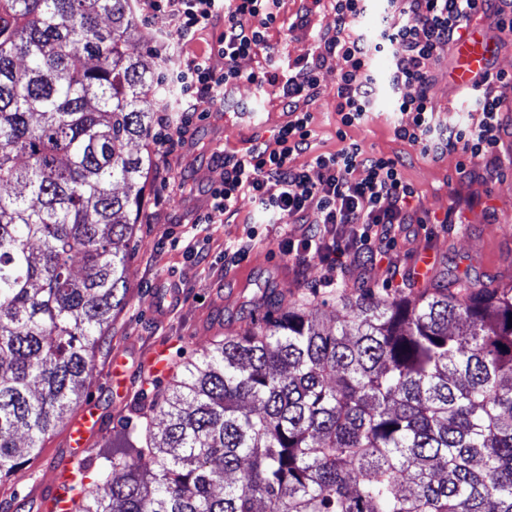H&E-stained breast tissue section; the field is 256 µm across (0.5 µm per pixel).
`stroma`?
I'll return each instance as SVG.
<instances>
[{
	"instance_id": "1",
	"label": "stroma",
	"mask_w": 512,
	"mask_h": 512,
	"mask_svg": "<svg viewBox=\"0 0 512 512\" xmlns=\"http://www.w3.org/2000/svg\"><path fill=\"white\" fill-rule=\"evenodd\" d=\"M303 14L309 17L307 25H297ZM277 24L269 47L241 60L244 77L227 86L223 104L192 115L184 141L148 171L126 255V304L97 344L93 378L81 398L82 405H95L103 420L101 433L83 454L92 468L102 465L118 435L139 425L133 405L151 394L158 378L149 364L153 352L165 351L170 361L197 355L215 337L242 331L262 318L267 299L275 300L279 312L299 299L316 305L321 320L331 325L343 315L340 295L390 299L420 291L413 258L423 251L434 256L433 274L451 270L482 283L512 281V168L486 181L484 155L451 153L435 161L396 141L394 123L408 122L409 117L391 111L393 93L382 82L390 61L383 54L372 61L381 82L371 114L348 134L366 149L403 156L404 176L418 193L420 214L440 217L458 204L466 209L467 223L404 225L389 253L390 271H370L362 261L349 266L333 287L325 284L327 262L298 261L281 253L282 236L300 237L302 227L262 223L250 196L240 198L237 213L224 223H198V216L208 209L209 190L222 173L221 152L272 140L287 119L279 99L268 87L249 81V74L284 71L289 62L315 53L319 32L333 28L334 12L330 0L317 7L311 0H282ZM451 63L447 54L434 66L430 97L440 122L455 125L470 120L477 105L474 95L449 84ZM339 71V61L328 59L321 93L310 105L318 154L340 146L335 111ZM231 244L248 248L247 259L236 266L224 259V249ZM168 288L177 293L178 302L160 320L153 306L160 290ZM118 355L128 360L129 384L121 391L112 386V361ZM66 430L62 424L46 435L38 453L0 482V512H37L39 494L54 478L51 462L67 455Z\"/></svg>"
}]
</instances>
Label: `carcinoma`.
<instances>
[{
  "label": "carcinoma",
  "instance_id": "carcinoma-1",
  "mask_svg": "<svg viewBox=\"0 0 512 512\" xmlns=\"http://www.w3.org/2000/svg\"><path fill=\"white\" fill-rule=\"evenodd\" d=\"M139 35L132 0H0V479L126 302L141 90L173 93ZM342 301L334 326L296 303L179 362L66 512H512V283Z\"/></svg>",
  "mask_w": 512,
  "mask_h": 512
}]
</instances>
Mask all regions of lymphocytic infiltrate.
Wrapping results in <instances>:
<instances>
[{
    "label": "lymphocytic infiltrate",
    "instance_id": "f902f5d3",
    "mask_svg": "<svg viewBox=\"0 0 512 512\" xmlns=\"http://www.w3.org/2000/svg\"><path fill=\"white\" fill-rule=\"evenodd\" d=\"M279 2L137 0L144 18L155 24V53L180 87L179 113L165 118L166 132L157 148L183 137L181 114L223 100L225 87L241 79L238 63L265 44L268 29L277 21ZM334 9L335 28L323 34L318 53L295 60L285 73L258 75V82L275 87L288 119L273 143L255 142L245 150L225 153L224 173L212 188L210 209L201 221L217 224L235 215L240 197L247 194L269 223L285 219L310 225L302 238L281 239L285 255L325 260L369 253L384 258L401 226L422 223L423 218L412 205L417 192L404 178L403 156L367 151L346 133L369 117L377 84L371 59L387 54L391 84L417 89L415 95L398 101L399 111L411 114L412 120L394 126L397 140L435 159L451 152L485 154L486 176L494 178L512 165V157L500 149L503 133L512 130V114L503 110L512 94V77L487 73L477 87L479 117L464 125L437 121L429 89L433 66L474 18H486L500 34L512 35V0H387L388 22L368 36L352 33L354 21L366 10L365 0H335ZM215 28L220 31L215 43L188 53L193 41ZM217 55L224 59L220 71L212 64ZM332 56L343 62L336 82L341 124L336 135L341 146L299 165L296 157L309 153L314 137V116L305 105L320 95V74Z\"/></svg>",
    "mask_w": 512,
    "mask_h": 512
}]
</instances>
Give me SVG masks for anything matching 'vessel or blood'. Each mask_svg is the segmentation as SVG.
<instances>
[{
  "label": "vessel or blood",
  "mask_w": 512,
  "mask_h": 512,
  "mask_svg": "<svg viewBox=\"0 0 512 512\" xmlns=\"http://www.w3.org/2000/svg\"><path fill=\"white\" fill-rule=\"evenodd\" d=\"M500 47L499 38L493 37L487 28L478 27L466 34L453 49L455 63L448 73V82L457 88H474L488 69L491 60ZM102 425L100 416L94 410L86 409L71 422L66 435L68 460L56 471L57 480L47 485L40 497L44 512H56L61 506L65 481L72 469V464L78 461L94 433Z\"/></svg>",
  "instance_id": "1"
}]
</instances>
